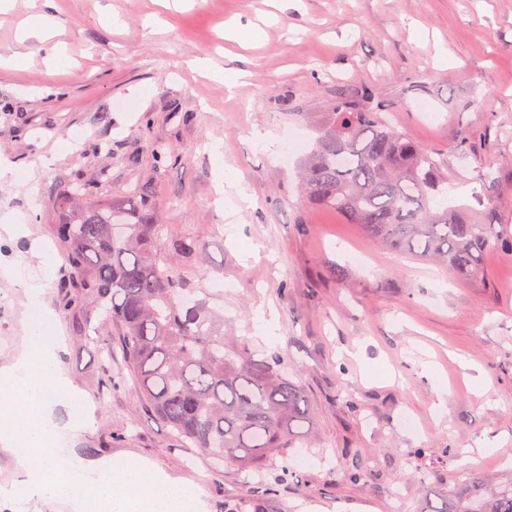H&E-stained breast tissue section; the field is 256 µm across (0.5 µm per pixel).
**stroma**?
Listing matches in <instances>:
<instances>
[{
	"label": "stroma",
	"mask_w": 512,
	"mask_h": 512,
	"mask_svg": "<svg viewBox=\"0 0 512 512\" xmlns=\"http://www.w3.org/2000/svg\"><path fill=\"white\" fill-rule=\"evenodd\" d=\"M33 8L0 13V156L14 172L0 222L24 227L0 240V365L26 342L24 284L41 282L79 393L53 415H93L62 448L88 462L140 457L190 482L206 512H422L470 473L493 483L512 471V254L490 251L482 278L458 281L307 204L297 181L337 96L368 89L438 162L454 205L477 213L493 193V221L512 231V0H41L55 20L45 42L24 34ZM90 143L99 152L80 154ZM153 143L170 149L166 164ZM75 170L106 198L150 187L159 223L203 246L194 287L232 280L224 333L279 354L300 383L302 449L258 475L181 441L146 407L118 329L64 305L47 199ZM228 173L235 186H222ZM268 308L271 337L257 316ZM299 453L307 467L267 492ZM353 453L370 459L359 483Z\"/></svg>",
	"instance_id": "stroma-1"
}]
</instances>
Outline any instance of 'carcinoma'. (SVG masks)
I'll list each match as a JSON object with an SVG mask.
<instances>
[{
	"label": "carcinoma",
	"mask_w": 512,
	"mask_h": 512,
	"mask_svg": "<svg viewBox=\"0 0 512 512\" xmlns=\"http://www.w3.org/2000/svg\"><path fill=\"white\" fill-rule=\"evenodd\" d=\"M300 185L308 204L384 246L445 264L461 281L482 276L487 251L512 253V232L491 224L493 196L477 217L448 205L432 156L353 101L341 98L325 113ZM98 189L76 173L51 193V234L68 287L120 327L145 405L182 439L243 468L294 447L310 423L301 386L282 373L279 355L256 359L224 338L221 313L189 277L197 240L155 222L150 192L106 201ZM453 512H512V476L496 485L469 478Z\"/></svg>",
	"instance_id": "obj_1"
}]
</instances>
